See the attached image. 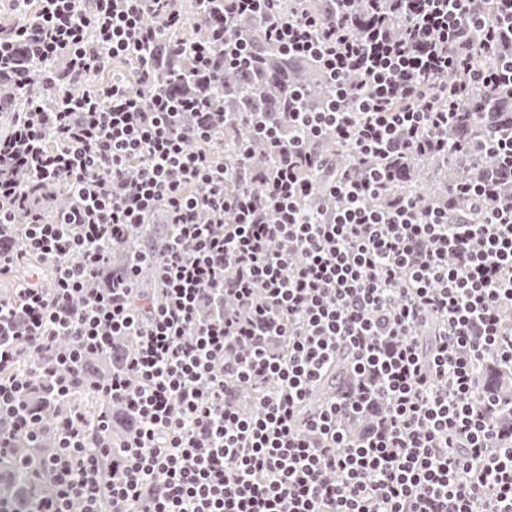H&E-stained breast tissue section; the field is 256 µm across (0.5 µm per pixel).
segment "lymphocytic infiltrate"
I'll list each match as a JSON object with an SVG mask.
<instances>
[{
	"label": "lymphocytic infiltrate",
	"instance_id": "f902f5d3",
	"mask_svg": "<svg viewBox=\"0 0 512 512\" xmlns=\"http://www.w3.org/2000/svg\"><path fill=\"white\" fill-rule=\"evenodd\" d=\"M39 2L8 0L0 36V81L30 69L49 94L23 112L0 95V274H52L0 300V422L30 438L58 400L39 512H512V432L478 383L491 360L512 373V192L396 184L411 156L512 166L511 137L448 140L474 89L512 87V0ZM246 16L329 93L313 109L292 88L287 124L252 115L228 159L227 112L157 89L154 52L209 80L249 61ZM189 24L208 42L175 41ZM118 61L135 79L96 84ZM329 136L352 146L337 169ZM152 224L171 229L158 251ZM118 336L134 352L96 391L136 418L123 434L63 404ZM341 353L351 384L312 404Z\"/></svg>",
	"mask_w": 512,
	"mask_h": 512
}]
</instances>
